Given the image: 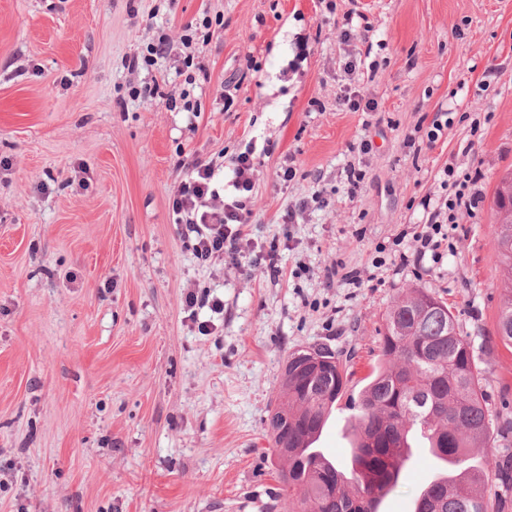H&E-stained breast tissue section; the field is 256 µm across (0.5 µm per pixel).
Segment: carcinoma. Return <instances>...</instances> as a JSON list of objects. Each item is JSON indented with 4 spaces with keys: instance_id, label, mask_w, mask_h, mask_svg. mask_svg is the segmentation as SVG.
<instances>
[{
    "instance_id": "1",
    "label": "carcinoma",
    "mask_w": 512,
    "mask_h": 512,
    "mask_svg": "<svg viewBox=\"0 0 512 512\" xmlns=\"http://www.w3.org/2000/svg\"><path fill=\"white\" fill-rule=\"evenodd\" d=\"M500 266L508 281L497 312L499 343L512 349V217L493 225ZM377 364L350 400L355 439L351 469L313 447L334 405L346 393L349 367L323 344L297 349L285 361L279 402L268 431L283 449L288 480L279 497L288 512H378L398 485L412 436L419 435L451 474L424 486L414 512H508L512 505L486 494L490 475L512 489V454L491 435L499 426L508 442L512 421L489 408L483 371L470 343L440 298L422 288L397 295L378 339ZM486 448L485 461L471 449Z\"/></svg>"
}]
</instances>
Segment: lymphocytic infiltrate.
Here are the masks:
<instances>
[{"instance_id":"obj_1","label":"lymphocytic infiltrate","mask_w":512,"mask_h":512,"mask_svg":"<svg viewBox=\"0 0 512 512\" xmlns=\"http://www.w3.org/2000/svg\"><path fill=\"white\" fill-rule=\"evenodd\" d=\"M253 154L249 147L232 158V177L225 193L215 184L219 165L193 158L170 200L173 221L183 229L199 261H226L248 276L263 264L270 272L278 270L274 253H256L254 243L245 240L244 229L251 216L248 194L254 188Z\"/></svg>"}]
</instances>
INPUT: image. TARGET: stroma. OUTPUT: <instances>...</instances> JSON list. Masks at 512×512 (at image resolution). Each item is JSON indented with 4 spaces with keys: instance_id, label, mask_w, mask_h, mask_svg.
<instances>
[{
    "instance_id": "35a3bbf8",
    "label": "stroma",
    "mask_w": 512,
    "mask_h": 512,
    "mask_svg": "<svg viewBox=\"0 0 512 512\" xmlns=\"http://www.w3.org/2000/svg\"><path fill=\"white\" fill-rule=\"evenodd\" d=\"M335 3L0 0V512H267L282 462L266 420L289 352L351 356L358 394L387 308L412 287L447 302L490 402L512 414L491 234L512 171V0ZM348 13L353 42L337 24ZM206 21L203 67H184L185 27ZM162 35L169 51L128 70ZM354 59L375 111L336 107ZM250 141L247 231L278 243L275 278L200 264L169 207L179 160H228ZM351 163L365 172L354 190ZM448 167L482 171L479 204L420 259ZM191 288L223 311L189 317ZM349 415L338 402L316 443L344 469ZM439 471L414 445L379 512H414Z\"/></svg>"
}]
</instances>
